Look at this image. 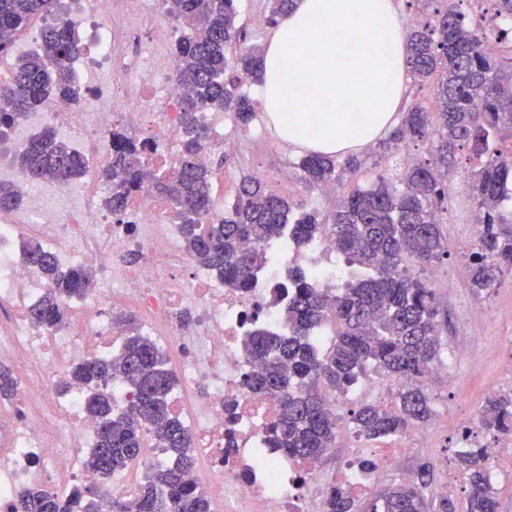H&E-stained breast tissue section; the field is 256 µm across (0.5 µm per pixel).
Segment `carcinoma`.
I'll return each mask as SVG.
<instances>
[{"mask_svg":"<svg viewBox=\"0 0 512 512\" xmlns=\"http://www.w3.org/2000/svg\"><path fill=\"white\" fill-rule=\"evenodd\" d=\"M421 2L432 10L411 28L409 69L414 84L430 83L434 93L426 104L414 101L400 125L378 142L370 185L343 196L325 216L306 210L290 220L288 199L261 177L246 175L224 218H211L213 171L196 163L211 142L196 113L231 112L239 128H247L257 102L237 92L238 76L261 80L263 46L241 23L239 0H165L167 13L186 30L173 47L184 121L177 168L150 170L139 152L125 146L120 132L112 134V165L103 173L112 184L107 208L121 213L127 186L146 184L166 198L180 220L186 251L225 287L249 292L266 259L265 245L276 239L284 251L326 239L349 266L365 270L330 299L311 284L306 266L289 268L288 283L277 287V298L287 299L286 332L256 326L242 342L244 352L261 363L246 385L279 406L267 432L268 447L304 463L320 460L336 444L340 417L325 411L323 394L348 392L370 368L398 388L390 407L363 401L348 410L356 440L371 446L431 419L426 381L440 364L444 320L434 288L417 269L448 256L440 213L448 211L449 161L465 146L475 160L467 192L480 225L466 257L469 286L480 295L503 273H512V0H492L490 10L484 7L487 0ZM292 3L260 0L258 16L271 28ZM58 6L59 0H0V32L19 35ZM492 35L497 47L488 50L484 43ZM84 49L78 32L55 20L45 24L38 50L20 58L11 82L0 86V125L42 110L53 98L80 105L82 90L71 62ZM416 141L431 144L430 159L408 163L395 176L382 170ZM365 164L353 156L338 163L318 154L300 161L305 183L318 188ZM18 166L30 180L67 183L84 174L88 162L47 127L25 145ZM20 201L18 186L1 181L0 211H11ZM23 255L48 284L29 310L31 322L45 329L64 327V300L81 296L91 273L59 265L37 241H29ZM324 322L333 325V338L320 348L313 333ZM113 323L124 335L118 354L72 364L65 381L67 388L86 387L85 409L96 424L87 464L107 479L143 457L147 437L167 462L149 467L129 498L94 500L92 488L60 496L34 484L21 492L18 512H211L203 490L186 481L195 457L189 430L170 406L176 374L156 344L138 332L132 316L116 314ZM113 383L130 393L126 406L114 404ZM16 389L11 370L0 365V403L11 401ZM476 427L494 435L511 432L512 392L486 398ZM474 444L454 457L467 480L466 512H497L487 468L491 448L477 437ZM435 478L436 465L423 460L412 470L410 483H399L378 499L366 501L333 487L323 512H455L452 500L435 504L430 498Z\"/></svg>","mask_w":512,"mask_h":512,"instance_id":"carcinoma-1","label":"carcinoma"}]
</instances>
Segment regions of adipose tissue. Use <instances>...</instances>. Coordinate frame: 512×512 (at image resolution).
I'll return each mask as SVG.
<instances>
[{
    "instance_id": "ef3b65f1",
    "label": "adipose tissue",
    "mask_w": 512,
    "mask_h": 512,
    "mask_svg": "<svg viewBox=\"0 0 512 512\" xmlns=\"http://www.w3.org/2000/svg\"><path fill=\"white\" fill-rule=\"evenodd\" d=\"M260 86L281 141L331 158L389 134L407 89V27L395 0H295L269 36Z\"/></svg>"
}]
</instances>
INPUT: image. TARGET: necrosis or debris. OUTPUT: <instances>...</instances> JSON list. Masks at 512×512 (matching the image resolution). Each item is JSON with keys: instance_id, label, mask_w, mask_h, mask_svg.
Segmentation results:
<instances>
[{"instance_id": "4bbe7bcc", "label": "necrosis or debris", "mask_w": 512, "mask_h": 512, "mask_svg": "<svg viewBox=\"0 0 512 512\" xmlns=\"http://www.w3.org/2000/svg\"><path fill=\"white\" fill-rule=\"evenodd\" d=\"M162 4L68 0L65 24L91 36L72 62L85 92L81 106L54 99L0 133V181L21 186L26 180L11 153L44 125L55 126L75 150L91 152L88 174L64 186L41 185L40 204L0 217V299L11 303L0 314V360L14 364L23 379L11 426L0 429V438L8 440L0 512H14L19 492L32 484L60 495L98 485L112 498L137 487L138 466L105 480L85 468L93 424L83 391L63 387L72 363L114 350L117 308L137 314L146 334L169 352L179 379L171 404L186 419L199 458L190 478L208 493L213 512H322L331 486L360 493L375 477L359 468L365 451L358 447L330 481L316 465L263 445L275 405L243 387L259 365L241 344L256 324L282 331L281 308L270 304L269 295L285 277L287 257L269 253L254 288L239 293L198 268L181 246L169 206L151 191H132L118 216L105 206L108 189L93 174L111 161L114 129L123 130L151 168L175 169L180 158V89L168 53L178 31ZM197 118L214 144V154L200 162L214 166L212 192L220 199L224 169L217 161L233 157L239 144L225 138L223 113ZM23 237L39 241L62 266H82L93 276L82 297L68 300L74 319L62 329H37L29 321L28 311L47 284L18 254L15 244ZM130 252L136 261L117 265ZM184 310L193 313L186 329L176 320Z\"/></svg>"}]
</instances>
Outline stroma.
Listing matches in <instances>:
<instances>
[{
	"label": "stroma",
	"instance_id": "obj_1",
	"mask_svg": "<svg viewBox=\"0 0 512 512\" xmlns=\"http://www.w3.org/2000/svg\"><path fill=\"white\" fill-rule=\"evenodd\" d=\"M224 132L241 143L238 154L224 166V194L234 197L236 187L244 174L256 173L267 181L275 182L278 193L292 206L331 209L337 197L350 192L355 186H368L371 174L361 170L344 177L336 185L333 196L317 198L315 191L306 189L298 162L300 151L278 140L264 120L256 113L247 131H240L233 115L224 118ZM470 171L469 152L460 150L456 166L449 174L447 222L443 229L448 235V257L440 262L444 276L451 278L452 290H439L441 308L448 315V329L442 336L443 360L448 364L444 375H431L427 381L435 414L427 426L411 429L419 444L418 449L406 456L400 466H392L386 456H378V467L383 476L369 486L367 496H379L390 485L399 483L402 473L410 471L423 459L437 466V481L448 482L450 498L458 512L466 508V478L454 462L457 447L456 431L459 426L472 424L489 391L504 392L512 384L503 381V365L512 362V275L501 277L487 293L475 295L468 282L466 254L472 246L469 225L473 221V204L464 186ZM472 348L483 357L482 367L476 368L461 355L463 348ZM456 376L458 385L449 388V376ZM437 433L429 439L427 430Z\"/></svg>",
	"mask_w": 512,
	"mask_h": 512
}]
</instances>
